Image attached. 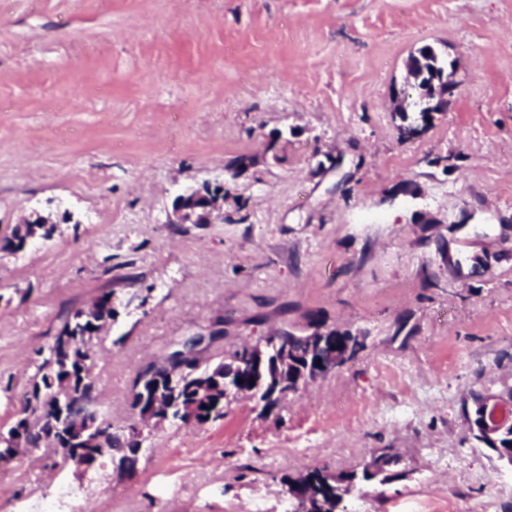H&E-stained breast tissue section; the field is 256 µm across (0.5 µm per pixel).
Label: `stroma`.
I'll return each mask as SVG.
<instances>
[{"label": "stroma", "mask_w": 512, "mask_h": 512, "mask_svg": "<svg viewBox=\"0 0 512 512\" xmlns=\"http://www.w3.org/2000/svg\"><path fill=\"white\" fill-rule=\"evenodd\" d=\"M425 45L458 87L404 137L393 94ZM207 181L223 220L170 223ZM34 210L53 236L0 251V432L108 292L89 406L140 448L130 471L21 449L0 512L96 479L88 512H282L317 469L350 476L348 512H512V468L466 417L512 389V0H0V238ZM217 320L201 360L309 325L364 346L272 409L140 422L138 371ZM382 453L384 485L364 477ZM398 462L399 458L386 453L373 457L371 462L365 467L364 477L366 479H373L382 476L380 483L384 484L392 478L390 472L393 471ZM370 469L373 471L371 472Z\"/></svg>", "instance_id": "35a3bbf8"}]
</instances>
